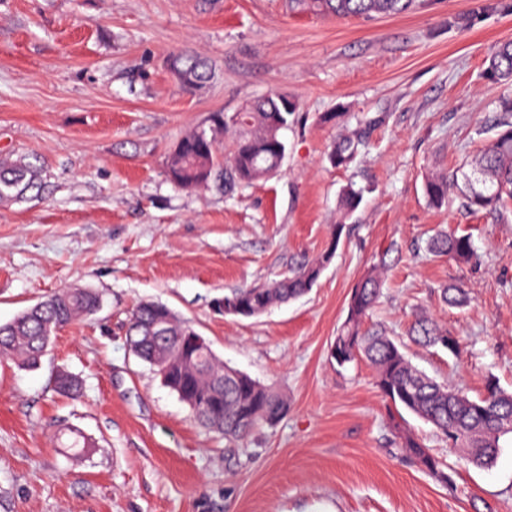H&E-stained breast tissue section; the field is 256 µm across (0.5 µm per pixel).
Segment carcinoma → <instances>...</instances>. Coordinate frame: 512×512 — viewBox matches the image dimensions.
Wrapping results in <instances>:
<instances>
[{
	"instance_id": "obj_1",
	"label": "carcinoma",
	"mask_w": 512,
	"mask_h": 512,
	"mask_svg": "<svg viewBox=\"0 0 512 512\" xmlns=\"http://www.w3.org/2000/svg\"><path fill=\"white\" fill-rule=\"evenodd\" d=\"M415 0H288L295 13L321 16L373 18L411 11ZM181 62L178 78L186 89H197L212 78L209 63L196 55L176 56ZM489 74L512 81V41L499 44L489 57ZM503 118L495 124V136L480 153L463 161L453 172L433 171L424 182L429 203L441 207L456 195L470 210L485 211L498 218L512 211V99L498 105ZM297 106L286 94L263 96L226 115L215 112L209 125L186 133L176 143L166 162L170 181L181 189H192L215 179L224 193L275 175L286 156L282 131L294 122ZM230 136L226 158L218 153L221 136ZM363 144L359 134L341 133L328 153L334 167L347 164ZM44 182L38 168L26 159L0 157V203H17L40 194ZM361 190L345 186L340 194V223L329 247L315 260L303 263L291 274L262 288H241L224 296L235 303L244 317L258 316L269 308L305 295L331 261L339 243L342 224L358 209ZM431 252L466 263L473 254L469 237L440 235L429 244ZM381 293L379 275L371 273L352 290L347 318L330 345V358L343 367L358 358L372 364L376 383L392 405L430 423L451 445L465 451L466 460L487 467L496 459L501 441L512 436V392L490 383L486 393L471 398L459 389L428 376L417 368L397 337L378 329L361 330L364 318ZM100 294L93 288H64L36 303L12 321L0 324V360L23 367L40 364L58 328L77 318L89 317L100 309ZM168 307L142 302L131 312L126 331L129 344L140 348V359L152 366L164 386L185 401L196 403L194 417L199 425L224 436L236 445L260 425H272L288 413V402L271 387L245 373L232 371L214 352L192 353L186 338L194 327L178 317H169ZM414 341L456 349V342L439 332L427 318L415 320ZM62 394L80 391L79 380L60 370L53 377ZM402 448L435 479L446 482L441 462L412 436L403 438Z\"/></svg>"
}]
</instances>
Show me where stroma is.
Instances as JSON below:
<instances>
[{
    "label": "stroma",
    "mask_w": 512,
    "mask_h": 512,
    "mask_svg": "<svg viewBox=\"0 0 512 512\" xmlns=\"http://www.w3.org/2000/svg\"><path fill=\"white\" fill-rule=\"evenodd\" d=\"M510 40L512 0H420L375 20L293 14L286 0H0V155L48 182L46 198L0 205V324L63 288L102 296L39 369L0 365V512H512V443L490 466L467 464L395 410L369 363L329 355L352 289L375 271L370 324L402 336L421 313L457 342L407 344L415 365L472 398L490 382L512 392V220L437 209L424 192L429 170L489 143L512 83L488 77V58ZM185 51L214 68L192 92L167 66ZM271 92L299 105L275 177L229 197L168 180L185 133ZM354 131L364 147L331 166L336 135ZM350 182L364 197L340 229ZM450 232L470 236L471 263L429 253ZM335 234L307 295L249 318L213 308L287 276ZM455 286L466 301L452 307L440 294ZM140 302L190 321L287 415L233 449L199 426L127 343ZM61 369L82 380L80 397L53 391ZM64 427L95 448L76 455ZM404 433L447 481L401 453Z\"/></svg>",
    "instance_id": "35a3bbf8"
}]
</instances>
